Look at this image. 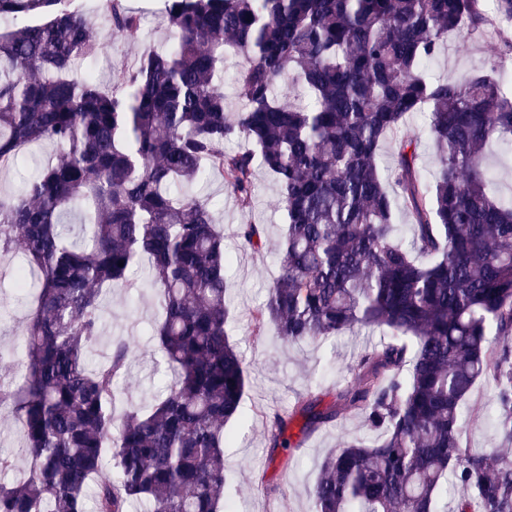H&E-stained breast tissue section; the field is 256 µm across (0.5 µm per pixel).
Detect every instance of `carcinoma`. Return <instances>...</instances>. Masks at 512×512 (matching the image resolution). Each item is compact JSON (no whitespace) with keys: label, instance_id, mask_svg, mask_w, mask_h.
Wrapping results in <instances>:
<instances>
[{"label":"carcinoma","instance_id":"obj_1","mask_svg":"<svg viewBox=\"0 0 512 512\" xmlns=\"http://www.w3.org/2000/svg\"><path fill=\"white\" fill-rule=\"evenodd\" d=\"M94 27L71 0H0V167L50 143L0 198V261L21 249L19 289L39 276L22 331L24 374L9 403L28 478L0 485V512H224L226 425L242 417L243 355L229 339L224 231L210 202L183 192L214 176L252 206L256 163L275 178L286 229L281 274L252 314L286 343L357 327L390 342L362 354L339 406L299 400L309 433L343 411L374 438L346 439L321 464L314 512H512V197L485 166L512 150V95L496 72L438 82L429 63L448 37L505 23L512 0H167L172 47L145 48L104 89L75 76L103 31L137 40L125 0H100ZM244 65L242 111H226V48ZM293 76L305 106L277 90ZM428 110L432 180L403 137L389 169L387 134ZM244 139L253 149L227 153ZM411 240L396 236L398 210ZM247 244L260 225H238ZM147 260L157 287L159 351L173 370L147 409L117 412L130 359L116 337L95 369L102 292L134 288ZM494 386L499 446L463 447L460 418L476 383ZM274 415L271 448L287 444ZM112 471L106 472L107 461ZM460 494L444 496L448 484Z\"/></svg>","mask_w":512,"mask_h":512}]
</instances>
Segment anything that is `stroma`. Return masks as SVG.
I'll return each mask as SVG.
<instances>
[{
    "label": "stroma",
    "mask_w": 512,
    "mask_h": 512,
    "mask_svg": "<svg viewBox=\"0 0 512 512\" xmlns=\"http://www.w3.org/2000/svg\"><path fill=\"white\" fill-rule=\"evenodd\" d=\"M140 16L142 35L127 40L121 33L101 37L95 59L84 62L85 70L109 83L115 70L133 63L146 47L170 45L174 36L167 24L165 0H126ZM501 67L512 78V54L502 43L477 34L449 38L431 68L433 79L446 81L467 74ZM194 194L209 199L224 227V251L228 259V301L231 308V339L244 354L248 383L242 400L244 416L226 427L224 464L228 478L227 512H313L311 491L324 457L345 438L367 436L361 417L347 414L337 424L302 436L300 422H293L286 435L289 448L270 449L268 435L273 412L288 413L300 398L318 396L321 406L333 405L338 392L351 382L357 358L381 348L382 329L356 330L316 341L285 344L274 327L262 335L250 332V314L265 302L279 275L275 249L285 229L273 177L257 168L253 207L242 211L228 196L220 179L194 187ZM250 221L264 229L262 247L255 248L236 233L238 224ZM14 260L0 262V384L17 386L21 381L20 342L28 307L12 284ZM139 290L112 289L105 295L103 328L99 343L88 356L90 364L105 362L113 338L132 341L134 350L127 370L116 379V407L150 406L162 383L156 368L158 345L152 326L158 318L156 291L148 282L146 267L134 272ZM492 385L479 382L471 397L482 409L480 418H465L463 443L472 451L496 446L495 426L486 410L491 404ZM0 457L10 458L12 468L0 472V484L23 477L28 463L20 451L14 413L0 407Z\"/></svg>",
    "instance_id": "1"
}]
</instances>
